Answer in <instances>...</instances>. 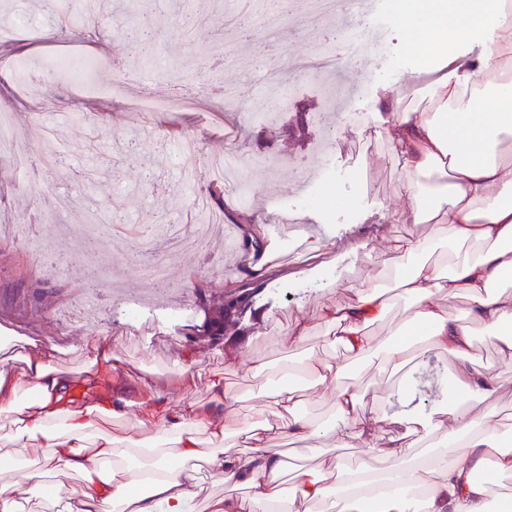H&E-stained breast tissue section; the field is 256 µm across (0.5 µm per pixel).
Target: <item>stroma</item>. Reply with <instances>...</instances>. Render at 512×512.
<instances>
[{
    "label": "stroma",
    "instance_id": "35a3bbf8",
    "mask_svg": "<svg viewBox=\"0 0 512 512\" xmlns=\"http://www.w3.org/2000/svg\"><path fill=\"white\" fill-rule=\"evenodd\" d=\"M73 0L67 11L41 0H0V112L11 113L18 138L34 154L58 131L62 163L40 169L45 192L33 196L26 177L0 155V211L39 227L42 252L0 239V334L55 345L57 362L80 373L84 345L107 339L128 364L130 389L143 379L166 385L176 403L209 395L213 372L241 396L236 427L265 401L266 379L251 365L262 356L272 374H297L304 358L342 360L325 342L321 310L347 301L339 281L346 250L360 252L355 275L370 278L393 264L409 234L438 237L436 225L411 228L376 214L377 202L408 199L399 171L377 134L366 103L376 76L396 70L395 30L383 31L379 56L342 64L348 85L362 91L348 108L357 124L330 109L325 74L291 66L317 44H331L339 20L310 28L303 0H251V26H225L230 0H192L212 19L188 31L176 24L177 0ZM234 149L246 154L249 200L221 197L224 222L204 252L164 249L166 227L191 223L194 197L208 198L209 161ZM319 172L305 192L293 183ZM304 216L311 237L292 248L274 232L280 215ZM163 260L171 279L150 280L133 254ZM250 279L252 309L221 336L204 334L225 289ZM296 318L310 327L288 346ZM455 362L422 354L413 371L416 394L384 403L394 375L378 364L352 372L364 385L360 414L431 407L449 389Z\"/></svg>",
    "mask_w": 512,
    "mask_h": 512
}]
</instances>
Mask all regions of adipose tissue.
<instances>
[{"instance_id": "adipose-tissue-1", "label": "adipose tissue", "mask_w": 512, "mask_h": 512, "mask_svg": "<svg viewBox=\"0 0 512 512\" xmlns=\"http://www.w3.org/2000/svg\"><path fill=\"white\" fill-rule=\"evenodd\" d=\"M396 54L400 75L379 81L370 101L379 136L400 166L408 204L390 212L396 224H442L448 251L433 239L407 238L397 272L383 267L349 285L350 299L326 308V339L345 360H308L304 374L333 380L331 409L342 423L324 454L329 471L289 468L285 445L311 444L326 433L301 411L302 390L276 383L264 406L235 430L224 424L239 394L214 372L205 401L170 404L159 387L144 386L139 435L118 437L102 422L126 418L132 404L120 373L126 359L96 342L82 368L85 396L71 397L69 371L56 364L55 347L25 340L13 349L0 339V470L15 449L38 455L20 481L0 484V512H35L41 493L46 512H196L198 473L225 486L208 512H296L329 503L332 512H490L491 487L477 472L512 474V421L470 418L469 400L490 397L512 378V0H396ZM468 298L469 322L442 309L438 298ZM409 305L405 325L382 343L370 332L395 299ZM498 336L499 361H476L472 325ZM422 329L426 350L457 361L453 397L429 410L357 421L363 385L347 376L350 362L380 359L397 371L412 360L407 334ZM280 447H273L272 439ZM242 453L226 452V443ZM359 448L354 467L338 451ZM151 449L149 466L131 468L120 449ZM77 476L83 492L66 493L61 476ZM336 478L329 498L328 476Z\"/></svg>"}]
</instances>
